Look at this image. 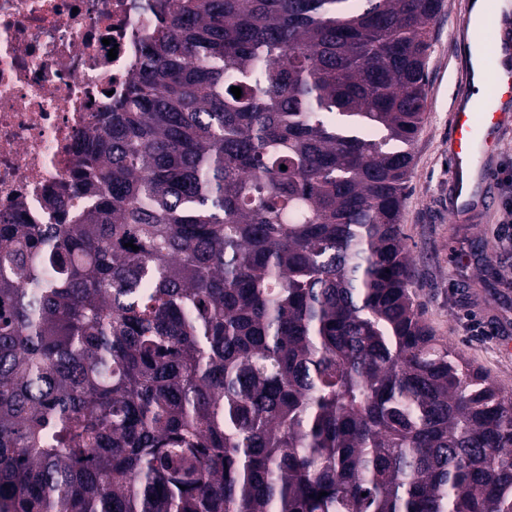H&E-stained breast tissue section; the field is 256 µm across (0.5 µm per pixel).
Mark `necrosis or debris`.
Instances as JSON below:
<instances>
[{
	"label": "necrosis or debris",
	"mask_w": 512,
	"mask_h": 512,
	"mask_svg": "<svg viewBox=\"0 0 512 512\" xmlns=\"http://www.w3.org/2000/svg\"><path fill=\"white\" fill-rule=\"evenodd\" d=\"M150 2L0 0V215L46 223L44 199L77 169L78 142L126 94Z\"/></svg>",
	"instance_id": "obj_1"
}]
</instances>
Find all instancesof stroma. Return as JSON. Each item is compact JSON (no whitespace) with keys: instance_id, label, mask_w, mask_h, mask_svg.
<instances>
[{"instance_id":"obj_1","label":"stroma","mask_w":512,"mask_h":512,"mask_svg":"<svg viewBox=\"0 0 512 512\" xmlns=\"http://www.w3.org/2000/svg\"><path fill=\"white\" fill-rule=\"evenodd\" d=\"M426 61V118L413 145L402 227L417 263L415 300L435 335L512 390V287L488 267L512 269V243L497 236L507 187L496 182L488 213L466 224L448 217V129L464 89L468 45L461 34L469 0H444Z\"/></svg>"}]
</instances>
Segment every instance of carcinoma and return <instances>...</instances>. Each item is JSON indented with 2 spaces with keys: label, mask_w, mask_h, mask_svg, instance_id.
Returning <instances> with one entry per match:
<instances>
[{
  "label": "carcinoma",
  "mask_w": 512,
  "mask_h": 512,
  "mask_svg": "<svg viewBox=\"0 0 512 512\" xmlns=\"http://www.w3.org/2000/svg\"><path fill=\"white\" fill-rule=\"evenodd\" d=\"M443 7L153 0L51 223H0V512H512V392L399 222Z\"/></svg>",
  "instance_id": "1"
}]
</instances>
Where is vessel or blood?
Listing matches in <instances>:
<instances>
[{"mask_svg":"<svg viewBox=\"0 0 512 512\" xmlns=\"http://www.w3.org/2000/svg\"><path fill=\"white\" fill-rule=\"evenodd\" d=\"M490 66L482 77L488 93L462 95L451 110L448 213L454 224L488 204L496 169L487 159L500 151L512 132V31L503 30Z\"/></svg>","mask_w":512,"mask_h":512,"instance_id":"obj_1","label":"vessel or blood"}]
</instances>
